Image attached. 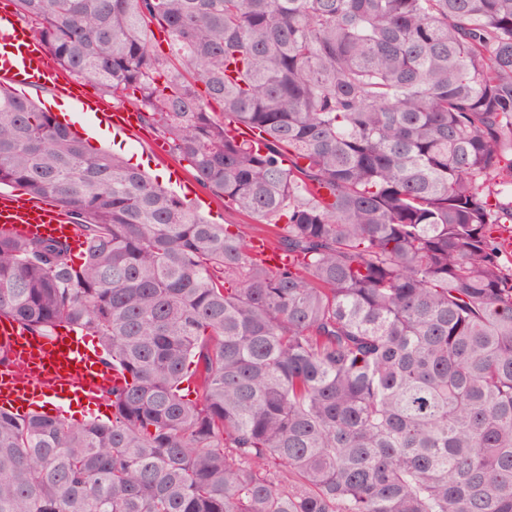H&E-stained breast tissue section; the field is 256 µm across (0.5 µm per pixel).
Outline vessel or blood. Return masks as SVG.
Returning a JSON list of instances; mask_svg holds the SVG:
<instances>
[{
  "label": "vessel or blood",
  "instance_id": "obj_1",
  "mask_svg": "<svg viewBox=\"0 0 512 512\" xmlns=\"http://www.w3.org/2000/svg\"><path fill=\"white\" fill-rule=\"evenodd\" d=\"M0 73L22 88H61L62 76L44 45L14 19L0 14ZM102 126L118 135L134 132L139 123L130 110L98 111ZM0 228L26 237L72 241L76 231L62 210L32 199L0 196ZM251 254L268 268L286 264L268 241H250ZM0 346L8 350L11 363L0 370V407L34 408L52 400L57 415H64L72 402L93 404L108 390L123 387L126 375L106 366L96 351L63 333L33 336L19 323L0 321Z\"/></svg>",
  "mask_w": 512,
  "mask_h": 512
}]
</instances>
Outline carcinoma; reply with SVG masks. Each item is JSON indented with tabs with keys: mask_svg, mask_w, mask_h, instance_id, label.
<instances>
[{
	"mask_svg": "<svg viewBox=\"0 0 512 512\" xmlns=\"http://www.w3.org/2000/svg\"><path fill=\"white\" fill-rule=\"evenodd\" d=\"M15 2L291 261L0 86V185L83 246L0 229V318L128 376L0 409V512H512V0ZM104 406L99 411L89 410L83 405L73 404L70 408L67 421L72 424H81L89 420L99 419L100 421L107 422L112 418L111 401L107 399Z\"/></svg>",
	"mask_w": 512,
	"mask_h": 512,
	"instance_id": "1",
	"label": "carcinoma"
}]
</instances>
